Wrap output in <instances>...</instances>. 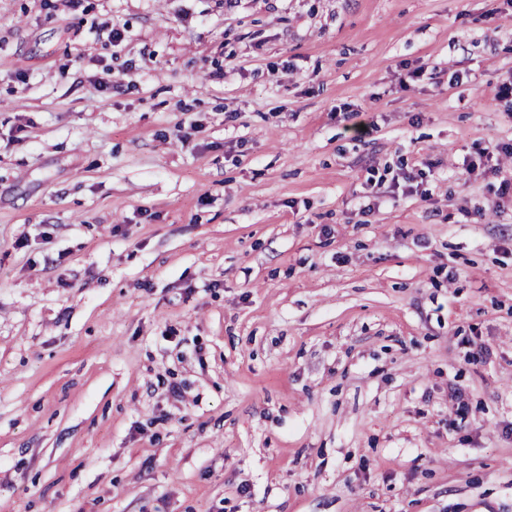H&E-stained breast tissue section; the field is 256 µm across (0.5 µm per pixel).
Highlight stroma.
I'll return each instance as SVG.
<instances>
[{"label": "stroma", "instance_id": "35a3bbf8", "mask_svg": "<svg viewBox=\"0 0 512 512\" xmlns=\"http://www.w3.org/2000/svg\"><path fill=\"white\" fill-rule=\"evenodd\" d=\"M511 78L512 0H0V512H512Z\"/></svg>", "mask_w": 512, "mask_h": 512}]
</instances>
